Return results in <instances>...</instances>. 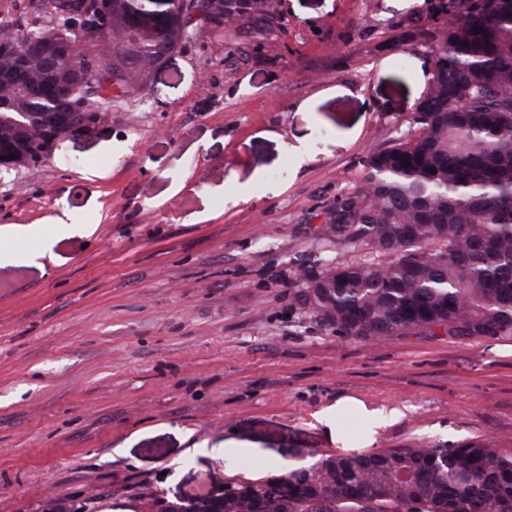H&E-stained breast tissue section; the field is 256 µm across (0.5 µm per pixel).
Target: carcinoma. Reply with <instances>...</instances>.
<instances>
[{
	"instance_id": "1",
	"label": "carcinoma",
	"mask_w": 512,
	"mask_h": 512,
	"mask_svg": "<svg viewBox=\"0 0 512 512\" xmlns=\"http://www.w3.org/2000/svg\"><path fill=\"white\" fill-rule=\"evenodd\" d=\"M66 0H29L42 10ZM465 13L420 36L433 69L411 133L365 156L364 183L326 209L327 254L299 272L303 309L362 340L412 331L512 337V0H464ZM204 14L193 21L190 11ZM112 33L80 21V58L101 77L78 102L131 99L160 45L178 50L196 30L233 21L270 24L277 0H112ZM0 12V66L17 40ZM49 107L21 84L0 85V134ZM410 166H404V163ZM177 512H512V452L488 439L456 446L321 452L257 489L179 504Z\"/></svg>"
}]
</instances>
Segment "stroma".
<instances>
[{
	"mask_svg": "<svg viewBox=\"0 0 512 512\" xmlns=\"http://www.w3.org/2000/svg\"><path fill=\"white\" fill-rule=\"evenodd\" d=\"M457 3L278 0L277 25L202 29L94 134L0 174V230L42 229L0 264V512H148L315 451L512 449V340H361L297 299L301 267L352 257L325 210L411 127L433 62L402 33ZM345 398L400 416L339 436L319 414Z\"/></svg>",
	"mask_w": 512,
	"mask_h": 512,
	"instance_id": "obj_1",
	"label": "stroma"
}]
</instances>
